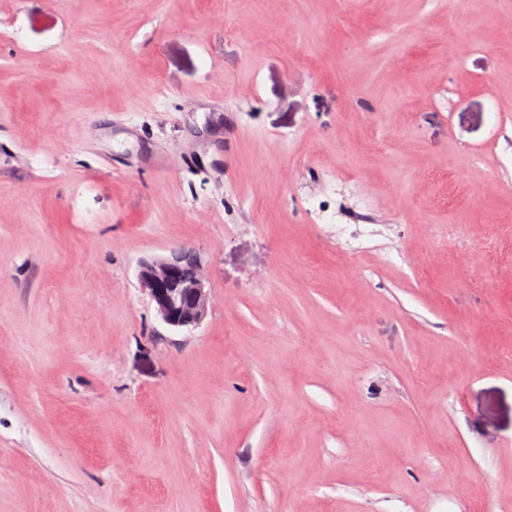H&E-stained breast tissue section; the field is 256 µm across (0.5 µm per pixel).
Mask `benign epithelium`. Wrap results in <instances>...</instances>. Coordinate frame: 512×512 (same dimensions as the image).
Instances as JSON below:
<instances>
[{"label":"benign epithelium","mask_w":512,"mask_h":512,"mask_svg":"<svg viewBox=\"0 0 512 512\" xmlns=\"http://www.w3.org/2000/svg\"><path fill=\"white\" fill-rule=\"evenodd\" d=\"M138 281L170 329L190 331L208 316L210 289L195 250L182 248L141 262Z\"/></svg>","instance_id":"benign-epithelium-1"}]
</instances>
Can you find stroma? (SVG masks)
<instances>
[{"instance_id": "1", "label": "stroma", "mask_w": 512, "mask_h": 512, "mask_svg": "<svg viewBox=\"0 0 512 512\" xmlns=\"http://www.w3.org/2000/svg\"><path fill=\"white\" fill-rule=\"evenodd\" d=\"M0 512H512V0H0ZM138 281L170 329L190 331L208 316L210 289L194 249L182 248L166 257L142 261Z\"/></svg>"}]
</instances>
